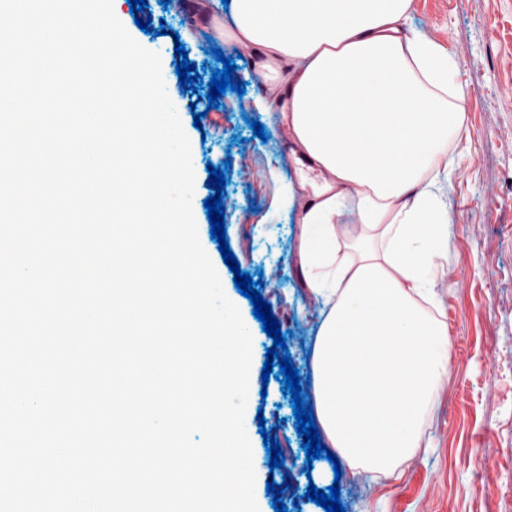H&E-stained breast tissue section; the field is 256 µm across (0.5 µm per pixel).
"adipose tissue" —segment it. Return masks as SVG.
Returning <instances> with one entry per match:
<instances>
[{"label":"adipose tissue","instance_id":"obj_1","mask_svg":"<svg viewBox=\"0 0 512 512\" xmlns=\"http://www.w3.org/2000/svg\"><path fill=\"white\" fill-rule=\"evenodd\" d=\"M218 35L252 48L291 135L297 264L320 303L311 397L330 448L370 475L415 457L440 405L448 328V146L456 64L410 0H229Z\"/></svg>","mask_w":512,"mask_h":512}]
</instances>
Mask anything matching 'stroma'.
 Listing matches in <instances>:
<instances>
[{"label": "stroma", "instance_id": "obj_1", "mask_svg": "<svg viewBox=\"0 0 512 512\" xmlns=\"http://www.w3.org/2000/svg\"><path fill=\"white\" fill-rule=\"evenodd\" d=\"M180 10L147 0L149 31L135 23L127 0H113L127 32L142 46L163 47L169 98L191 144L195 171L192 208L198 237L226 296L239 309L253 339L245 429L253 450L259 512H275L268 481L283 486L287 512H325L307 499L308 486L339 485L346 512H512V0H412V21L457 65V84L469 106V135L448 155V209L454 229L448 262L436 291L449 328V371L426 447L389 474L371 476L327 458L307 460L297 434L293 401L283 380L262 379L273 340L262 330L249 299L241 295L210 234L204 201L211 191L208 166L224 167L223 205L229 247L241 271L262 278L260 293L272 306L300 377L311 375L319 323L318 305L301 288L296 271L298 207L284 206L272 170L291 172V136L260 106L266 87L246 48L215 39L211 0ZM198 68L197 92L183 91L176 74L173 32ZM235 59L234 81L244 94H222L209 108L208 83L218 63L214 49ZM201 120H194V113ZM265 127L264 137L250 123ZM268 214L256 224L254 213ZM272 432L285 457L270 469L261 436Z\"/></svg>", "mask_w": 512, "mask_h": 512}]
</instances>
